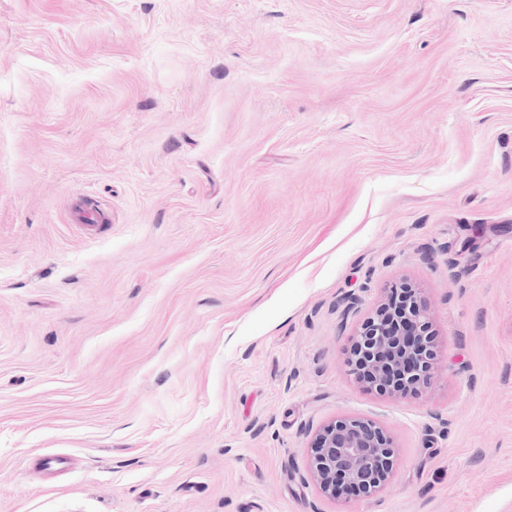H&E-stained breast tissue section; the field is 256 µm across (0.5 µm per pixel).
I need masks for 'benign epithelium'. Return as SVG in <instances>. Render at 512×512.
<instances>
[{
	"label": "benign epithelium",
	"mask_w": 512,
	"mask_h": 512,
	"mask_svg": "<svg viewBox=\"0 0 512 512\" xmlns=\"http://www.w3.org/2000/svg\"><path fill=\"white\" fill-rule=\"evenodd\" d=\"M435 339L429 307L406 284L389 288L384 308L367 318L352 344L349 372L393 398L429 387L434 378ZM395 449L376 422L341 417L321 426L311 443L310 479L324 497L351 491L369 496L390 479Z\"/></svg>",
	"instance_id": "7a95c632"
}]
</instances>
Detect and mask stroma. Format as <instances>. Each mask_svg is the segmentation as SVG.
<instances>
[{
	"label": "stroma",
	"instance_id": "obj_1",
	"mask_svg": "<svg viewBox=\"0 0 512 512\" xmlns=\"http://www.w3.org/2000/svg\"><path fill=\"white\" fill-rule=\"evenodd\" d=\"M342 414L374 497L308 476ZM0 512H512V0H0ZM436 356L426 301L418 289L395 284L362 325L347 364L359 381L400 398L432 384ZM310 448V479L327 498L344 491L372 495L392 475L395 449L387 432L372 420H332L317 430Z\"/></svg>",
	"mask_w": 512,
	"mask_h": 512
}]
</instances>
